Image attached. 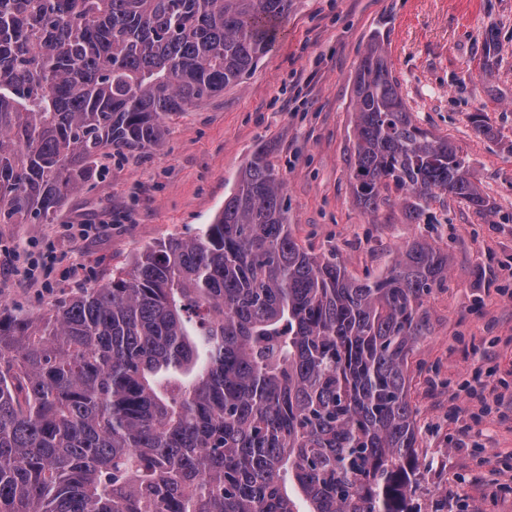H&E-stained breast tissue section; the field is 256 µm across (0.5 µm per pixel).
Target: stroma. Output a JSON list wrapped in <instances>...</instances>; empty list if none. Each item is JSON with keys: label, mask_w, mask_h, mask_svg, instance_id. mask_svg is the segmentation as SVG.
I'll return each instance as SVG.
<instances>
[{"label": "stroma", "mask_w": 512, "mask_h": 512, "mask_svg": "<svg viewBox=\"0 0 512 512\" xmlns=\"http://www.w3.org/2000/svg\"><path fill=\"white\" fill-rule=\"evenodd\" d=\"M381 39L414 121L448 137L493 210L457 198L411 223L390 195L375 214L353 198L354 81ZM491 137H477L474 117ZM164 142L106 161L49 224H0V302L41 314L130 268L145 248L195 236L224 206L259 146L278 171L293 237L376 279L424 239L448 272L424 299L429 332L409 359L421 512H512V0H294L271 50L241 82L173 116ZM87 224L83 239L67 225ZM51 260L50 286L17 275ZM496 385L500 410L469 393Z\"/></svg>", "instance_id": "35a3bbf8"}]
</instances>
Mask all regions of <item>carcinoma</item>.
Returning a JSON list of instances; mask_svg holds the SVG:
<instances>
[{"label": "carcinoma", "instance_id": "obj_1", "mask_svg": "<svg viewBox=\"0 0 512 512\" xmlns=\"http://www.w3.org/2000/svg\"><path fill=\"white\" fill-rule=\"evenodd\" d=\"M293 0H0V224H47L102 158L238 84ZM353 195L413 221L489 200L419 127L381 41L355 87ZM448 252L374 281L309 252L260 146L214 221L37 316L0 301V512H415L408 361ZM194 376L184 384L182 376Z\"/></svg>", "mask_w": 512, "mask_h": 512}]
</instances>
